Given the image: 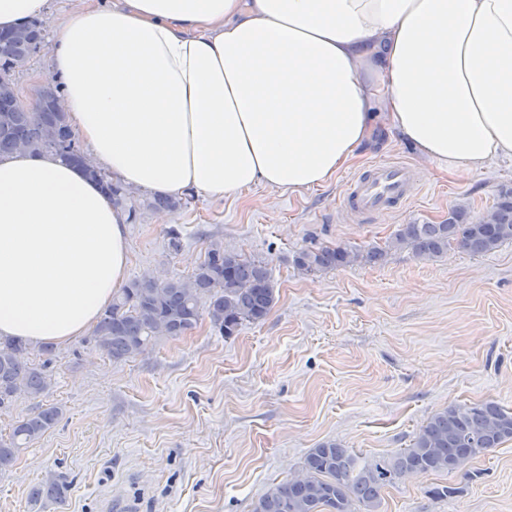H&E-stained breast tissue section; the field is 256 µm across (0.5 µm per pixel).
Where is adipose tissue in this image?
Wrapping results in <instances>:
<instances>
[{
	"instance_id": "ef3b65f1",
	"label": "adipose tissue",
	"mask_w": 512,
	"mask_h": 512,
	"mask_svg": "<svg viewBox=\"0 0 512 512\" xmlns=\"http://www.w3.org/2000/svg\"><path fill=\"white\" fill-rule=\"evenodd\" d=\"M44 81L129 190L323 185L382 128L459 179L512 158V0H91ZM127 213L51 153L0 160V338L67 343L125 282Z\"/></svg>"
}]
</instances>
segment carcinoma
Segmentation results:
<instances>
[{"label": "carcinoma", "instance_id": "obj_1", "mask_svg": "<svg viewBox=\"0 0 512 512\" xmlns=\"http://www.w3.org/2000/svg\"><path fill=\"white\" fill-rule=\"evenodd\" d=\"M38 44H45V34L37 24L0 33V160L19 150L52 152L102 182L112 204L127 203L131 193L113 187L111 180L90 166L68 134L65 113L55 110L58 97L54 91H41L29 111L18 104L12 80L1 78L23 67ZM184 205L181 199L165 196L144 203L149 209ZM507 241H512V188L500 191L494 206L477 222L470 219L465 206L457 205L448 210V220L439 224L399 225L385 249L304 247L295 253L293 263L311 274L357 262L380 264L392 249L410 248L416 257L429 260L447 253L453 244L485 255ZM274 303L275 289L266 265L246 261L214 244L187 279L160 281L143 275L118 289L93 336L99 350L121 361L160 338L185 335L204 315L229 338L244 323L265 320ZM28 352L27 343L0 338V411L11 408L21 394L35 399L47 389L42 371L28 363ZM61 414L57 406H41L17 421L10 436L0 439V471L12 467L25 448L55 426ZM509 440L512 412L494 402L451 405L435 412L419 428L410 447L360 471L348 449L331 440L319 444L305 456L301 474L271 487L254 512H358L359 506L375 512L381 490L401 477L452 472ZM69 491L70 483L61 479L34 494L63 500Z\"/></svg>", "mask_w": 512, "mask_h": 512}]
</instances>
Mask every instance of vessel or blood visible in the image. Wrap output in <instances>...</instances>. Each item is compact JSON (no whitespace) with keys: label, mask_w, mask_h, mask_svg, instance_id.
I'll return each instance as SVG.
<instances>
[{"label":"vessel or blood","mask_w":512,"mask_h":512,"mask_svg":"<svg viewBox=\"0 0 512 512\" xmlns=\"http://www.w3.org/2000/svg\"><path fill=\"white\" fill-rule=\"evenodd\" d=\"M410 194L406 168L399 164H382L351 182L346 206L353 212L372 215L389 211Z\"/></svg>","instance_id":"1"}]
</instances>
